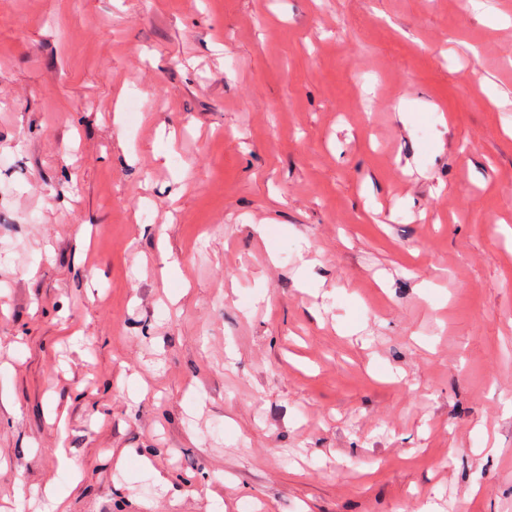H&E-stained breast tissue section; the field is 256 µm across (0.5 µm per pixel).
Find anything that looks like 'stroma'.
<instances>
[{
    "instance_id": "obj_1",
    "label": "stroma",
    "mask_w": 512,
    "mask_h": 512,
    "mask_svg": "<svg viewBox=\"0 0 512 512\" xmlns=\"http://www.w3.org/2000/svg\"><path fill=\"white\" fill-rule=\"evenodd\" d=\"M66 458L69 512H512V0H0V512Z\"/></svg>"
}]
</instances>
